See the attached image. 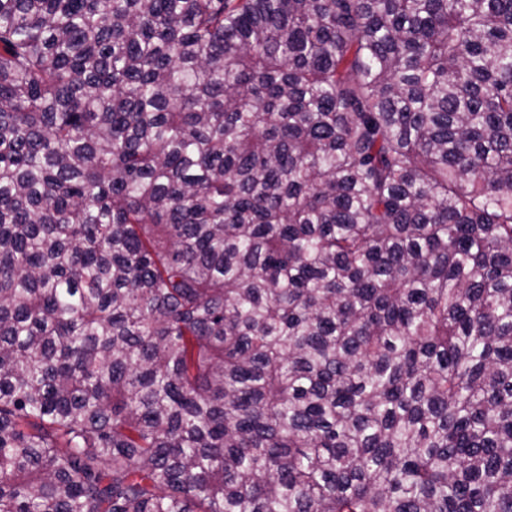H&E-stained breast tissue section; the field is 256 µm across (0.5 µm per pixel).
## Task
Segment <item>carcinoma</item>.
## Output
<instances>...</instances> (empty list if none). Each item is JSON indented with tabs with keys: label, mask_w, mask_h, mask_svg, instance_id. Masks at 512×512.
<instances>
[{
	"label": "carcinoma",
	"mask_w": 512,
	"mask_h": 512,
	"mask_svg": "<svg viewBox=\"0 0 512 512\" xmlns=\"http://www.w3.org/2000/svg\"><path fill=\"white\" fill-rule=\"evenodd\" d=\"M0 512H512V0H0Z\"/></svg>",
	"instance_id": "cac0c4a2"
}]
</instances>
